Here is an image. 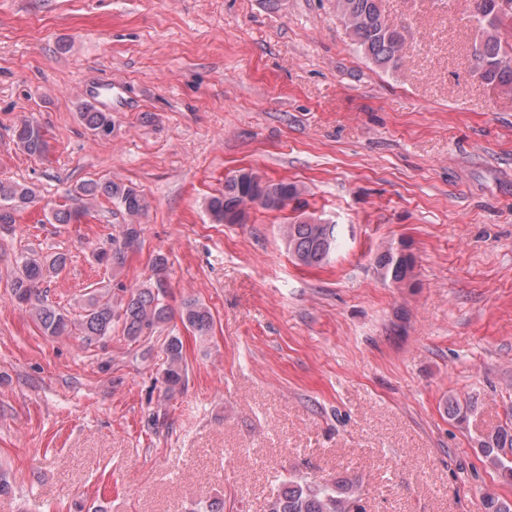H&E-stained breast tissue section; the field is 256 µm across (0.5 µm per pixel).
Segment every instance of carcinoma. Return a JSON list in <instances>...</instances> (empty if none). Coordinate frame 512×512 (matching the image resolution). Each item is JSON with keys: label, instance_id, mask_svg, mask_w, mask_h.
<instances>
[{"label": "carcinoma", "instance_id": "cac0c4a2", "mask_svg": "<svg viewBox=\"0 0 512 512\" xmlns=\"http://www.w3.org/2000/svg\"><path fill=\"white\" fill-rule=\"evenodd\" d=\"M336 8L344 18L357 49L376 66L396 72L403 66L409 40L408 28L390 19L381 9L379 0H336ZM472 22L476 31L473 46L474 76L497 85L512 94V0H474ZM79 116L93 133L112 128V113L99 112L92 106H82ZM16 145L29 155H41L47 150L42 127L23 120L14 127ZM103 195L113 199L133 217L148 208L145 197L135 188L112 182H87L76 189V197L91 201ZM301 195L295 182H269L265 187L242 175L224 180V193L209 198L207 210L216 224H244L249 209L258 205L267 211H280ZM33 189L20 184L0 182V232H11L16 213L34 203ZM88 214V207L62 206L51 214L52 224H75ZM139 224L124 225L120 237L111 247L96 253V260L109 265H121L127 254L141 244ZM288 253L304 266H321L330 261L340 244L334 224H320L314 218L287 224L283 230ZM67 257L57 254L48 260L21 258L11 282V297L19 305L29 307L45 336H71L75 333L89 342H98L112 335V324L122 323L124 333L133 340L150 336L158 325L171 317L165 303L168 259L158 254L152 261V275L141 285L122 289L124 295L92 293L78 320L70 312L44 298L40 285L51 274L66 265ZM416 260L412 253L398 255L389 246L374 259L377 273L386 281L399 283L413 280ZM182 324L198 336H207L214 326L211 309L197 299H186L180 308ZM166 360L161 371L162 384L168 393L185 386L187 367L183 358V343L178 336H169L164 343ZM478 448L486 460L501 474L512 477V415L505 427L478 438ZM268 512H363L358 482L341 478L334 481L286 478L281 481L267 506Z\"/></svg>", "mask_w": 512, "mask_h": 512}]
</instances>
